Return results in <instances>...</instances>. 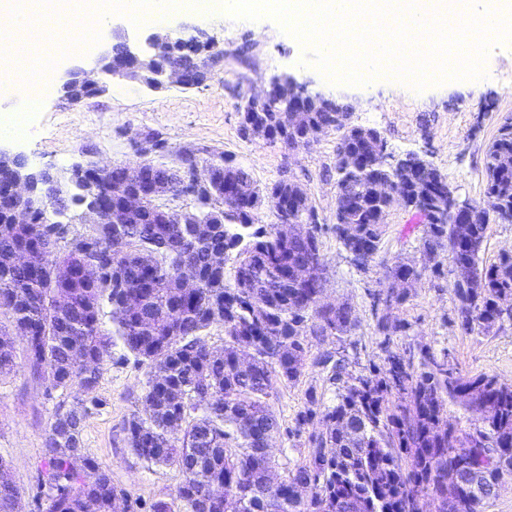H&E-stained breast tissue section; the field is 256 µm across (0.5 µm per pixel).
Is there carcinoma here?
<instances>
[{
  "label": "carcinoma",
  "mask_w": 512,
  "mask_h": 512,
  "mask_svg": "<svg viewBox=\"0 0 512 512\" xmlns=\"http://www.w3.org/2000/svg\"><path fill=\"white\" fill-rule=\"evenodd\" d=\"M174 55L187 68L209 63L191 47ZM343 107L328 101L309 113L313 125L339 133L336 152L359 149L353 125L332 126ZM271 107L241 112V125L277 124ZM351 176L334 167L336 219L333 231L350 262L367 269L376 260L389 207L370 194L368 164ZM120 164L99 177L104 204L112 202V182L124 178ZM379 175L398 182L406 207L423 220L422 262L398 258L387 267L382 285L398 278L421 280L426 270L440 272L449 252L454 269L468 273L467 287L453 288L455 313L466 334L488 333L503 319L501 296H512V254L488 266L479 261L489 221L512 224V122L500 127L485 155L484 198L474 203L470 235L458 239L445 204L442 222L427 220L426 205L396 167ZM202 198L209 224L200 240L189 239L181 224H158L152 211L116 227L92 224L68 235L58 224H43L37 235L25 225L6 224L0 208V374L14 367V343L26 344L32 375L51 389L78 382L90 391L100 366L113 349L147 364L149 378L142 411L127 421L132 453L154 465L176 469L179 482L169 501L151 504V512H423L416 489L423 486L441 502L440 512H485L502 483L512 478V385L486 375H467L427 352L413 357L390 353L386 367L353 376L346 360L327 352L314 364L331 366L329 381L341 385L338 401L321 413L309 410L297 419L300 434L321 416L322 427L308 433L307 456L292 467L258 449L281 433L269 404L279 381L296 383L307 361V338L338 340L358 323L355 308L340 302L324 308L318 297L326 280L313 285L298 272L321 256L318 224H296L292 233L277 232V220L299 218L302 193L296 180H278L261 189L237 167L217 170ZM269 208L275 221L261 224ZM41 252L40 269L18 266L15 254ZM234 258L231 272L216 269L212 254ZM98 253L108 268L93 282L61 280L57 268ZM181 275L198 288H177ZM67 300L56 301L57 296ZM140 298L130 310L124 298ZM111 308L112 331L101 329L103 305ZM224 326V348L203 339L214 324ZM457 404L473 417L472 427L448 422L446 406ZM496 410L485 422L487 407ZM201 415L188 418V411ZM87 414L75 401L58 408L49 424L45 461L34 501L40 512H126L137 502L112 483L92 458L71 456L82 450ZM309 484L299 499L296 487ZM19 488L0 474V512H15Z\"/></svg>",
  "instance_id": "carcinoma-1"
}]
</instances>
